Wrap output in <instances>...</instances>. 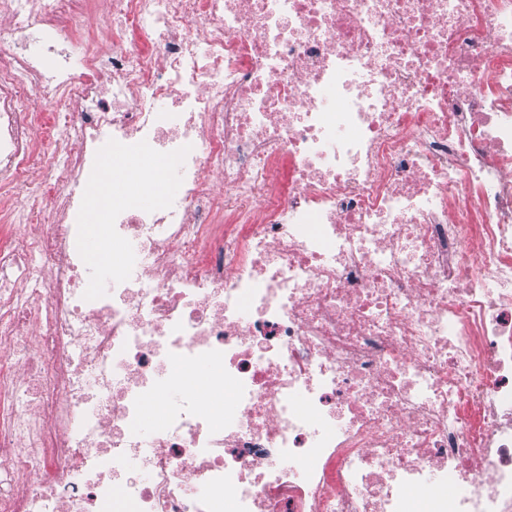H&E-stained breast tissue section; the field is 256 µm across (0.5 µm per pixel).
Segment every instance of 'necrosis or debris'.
<instances>
[{"label": "necrosis or debris", "instance_id": "obj_1", "mask_svg": "<svg viewBox=\"0 0 512 512\" xmlns=\"http://www.w3.org/2000/svg\"><path fill=\"white\" fill-rule=\"evenodd\" d=\"M91 10L0 0V512H512V0Z\"/></svg>", "mask_w": 512, "mask_h": 512}]
</instances>
